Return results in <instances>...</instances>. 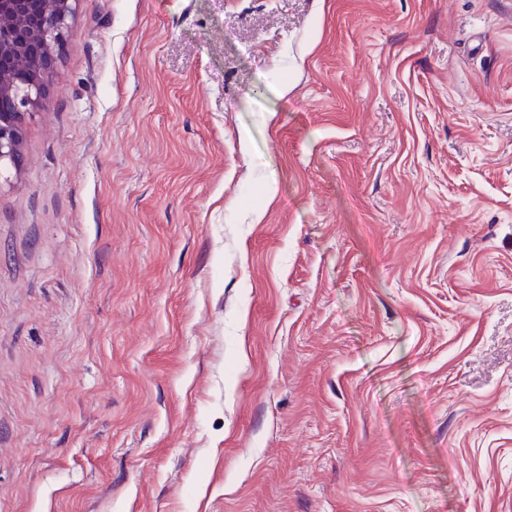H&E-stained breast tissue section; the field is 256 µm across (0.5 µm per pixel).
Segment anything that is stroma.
<instances>
[{
    "instance_id": "stroma-1",
    "label": "stroma",
    "mask_w": 512,
    "mask_h": 512,
    "mask_svg": "<svg viewBox=\"0 0 512 512\" xmlns=\"http://www.w3.org/2000/svg\"><path fill=\"white\" fill-rule=\"evenodd\" d=\"M0 169V512H512V0H77Z\"/></svg>"
}]
</instances>
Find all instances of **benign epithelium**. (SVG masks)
<instances>
[{
	"label": "benign epithelium",
	"instance_id": "7a95c632",
	"mask_svg": "<svg viewBox=\"0 0 512 512\" xmlns=\"http://www.w3.org/2000/svg\"><path fill=\"white\" fill-rule=\"evenodd\" d=\"M75 2L0 0V167L20 163L22 121L45 93ZM37 53L40 74L31 75L29 57Z\"/></svg>",
	"mask_w": 512,
	"mask_h": 512
}]
</instances>
